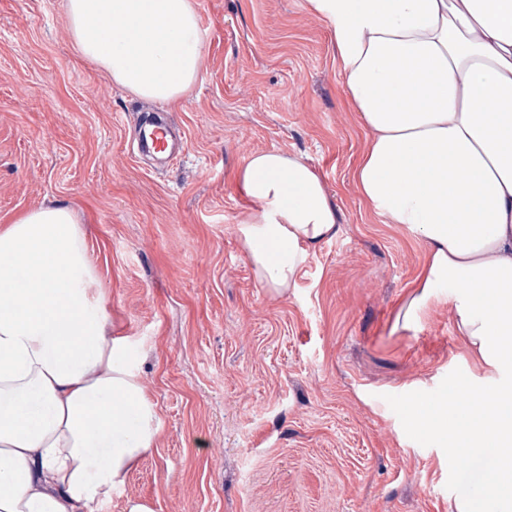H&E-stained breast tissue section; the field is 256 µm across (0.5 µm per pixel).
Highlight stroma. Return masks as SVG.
Masks as SVG:
<instances>
[{
  "mask_svg": "<svg viewBox=\"0 0 512 512\" xmlns=\"http://www.w3.org/2000/svg\"><path fill=\"white\" fill-rule=\"evenodd\" d=\"M207 69L178 104L116 86L74 49L65 0H0V226L69 207L112 331L129 337L161 416L158 444L101 512H454L466 460L416 434L413 395L466 371L450 304L403 323L422 241L362 202L368 131L306 0H196ZM160 117L176 159L132 147ZM301 156L341 230L296 288L255 280L236 185L257 150Z\"/></svg>",
  "mask_w": 512,
  "mask_h": 512,
  "instance_id": "1",
  "label": "stroma"
}]
</instances>
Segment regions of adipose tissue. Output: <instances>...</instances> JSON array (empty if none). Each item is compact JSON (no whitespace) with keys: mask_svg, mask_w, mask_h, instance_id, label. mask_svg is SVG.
Instances as JSON below:
<instances>
[{"mask_svg":"<svg viewBox=\"0 0 512 512\" xmlns=\"http://www.w3.org/2000/svg\"><path fill=\"white\" fill-rule=\"evenodd\" d=\"M370 138L353 173L377 215L426 245L403 319L448 300L465 402L412 401L452 451L512 448V0H307ZM79 54L140 98L178 104L205 75L195 0H68ZM237 231L259 283L296 287L336 208L296 154L250 153ZM161 429L65 206L0 229V512H100ZM456 512H512V464Z\"/></svg>","mask_w":512,"mask_h":512,"instance_id":"ef3b65f1","label":"adipose tissue"}]
</instances>
